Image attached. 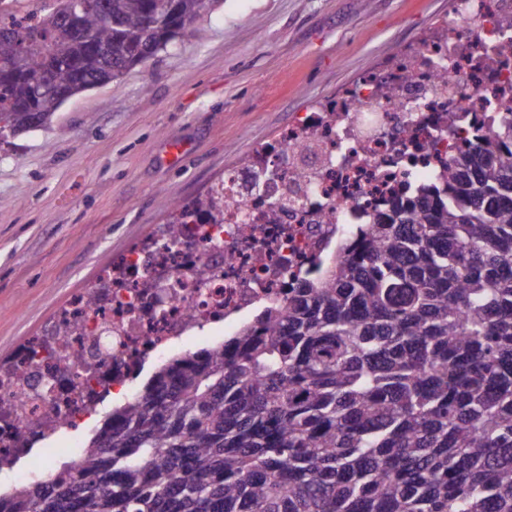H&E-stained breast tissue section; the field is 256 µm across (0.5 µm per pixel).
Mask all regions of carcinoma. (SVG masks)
Returning <instances> with one entry per match:
<instances>
[{
  "label": "carcinoma",
  "mask_w": 512,
  "mask_h": 512,
  "mask_svg": "<svg viewBox=\"0 0 512 512\" xmlns=\"http://www.w3.org/2000/svg\"><path fill=\"white\" fill-rule=\"evenodd\" d=\"M0 0V141L213 0ZM223 343L155 369L78 466L0 512H512V105ZM172 204L155 246L221 208Z\"/></svg>",
  "instance_id": "obj_1"
}]
</instances>
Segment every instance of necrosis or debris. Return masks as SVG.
<instances>
[{
	"label": "necrosis or debris",
	"instance_id": "4bbe7bcc",
	"mask_svg": "<svg viewBox=\"0 0 512 512\" xmlns=\"http://www.w3.org/2000/svg\"><path fill=\"white\" fill-rule=\"evenodd\" d=\"M511 102L512 0H454L423 42L333 104L294 113L272 149L225 174L223 212L180 225L174 251L127 253L70 306L74 329L50 331L20 351L17 370L0 371L11 422L0 468L23 456L31 431L90 417L172 341L207 324L234 335L257 306L285 298L288 274L310 270L405 183L432 179ZM287 196L293 204L269 220Z\"/></svg>",
	"mask_w": 512,
	"mask_h": 512
}]
</instances>
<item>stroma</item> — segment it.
Wrapping results in <instances>:
<instances>
[{
    "label": "stroma",
    "instance_id": "35a3bbf8",
    "mask_svg": "<svg viewBox=\"0 0 512 512\" xmlns=\"http://www.w3.org/2000/svg\"><path fill=\"white\" fill-rule=\"evenodd\" d=\"M451 0H215L173 45L63 103L48 128L0 142V363L43 336L73 298L146 239L172 201L219 184L274 143L292 113L335 99L448 16ZM62 429L46 453L70 458L154 369Z\"/></svg>",
    "mask_w": 512,
    "mask_h": 512
}]
</instances>
